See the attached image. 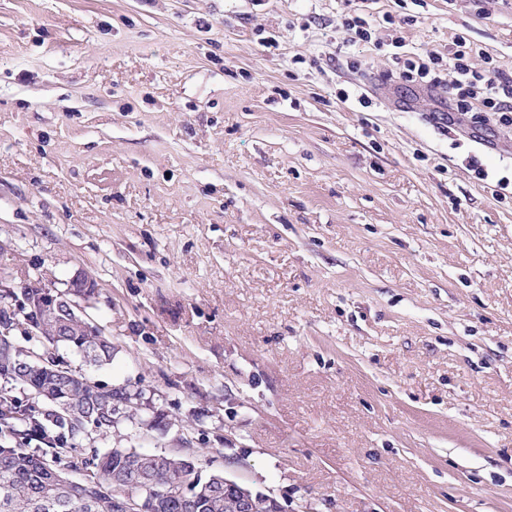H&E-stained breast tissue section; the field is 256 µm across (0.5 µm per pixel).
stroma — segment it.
<instances>
[{"label": "stroma", "instance_id": "stroma-1", "mask_svg": "<svg viewBox=\"0 0 512 512\" xmlns=\"http://www.w3.org/2000/svg\"><path fill=\"white\" fill-rule=\"evenodd\" d=\"M365 16L351 44L342 20ZM512 0H0V278L97 291L109 363L284 512H512V131L383 79Z\"/></svg>", "mask_w": 512, "mask_h": 512}]
</instances>
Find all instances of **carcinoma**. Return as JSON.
<instances>
[{
	"mask_svg": "<svg viewBox=\"0 0 512 512\" xmlns=\"http://www.w3.org/2000/svg\"><path fill=\"white\" fill-rule=\"evenodd\" d=\"M46 288H24L15 310L0 308V336H9L18 318L31 323L53 347L74 351L86 362L112 360V341L85 322L69 320L65 309L44 310L31 295ZM85 375L36 364L23 350L0 352V512H112V500L134 497L149 487L155 497L146 512H236L224 496V474L199 473V458L190 448L163 456L135 448H100L124 421L136 420L138 394L125 387L108 388L103 404L84 383ZM61 405L57 411L45 403ZM84 452L74 465L91 477L76 480L57 460Z\"/></svg>",
	"mask_w": 512,
	"mask_h": 512,
	"instance_id": "obj_1",
	"label": "carcinoma"
}]
</instances>
